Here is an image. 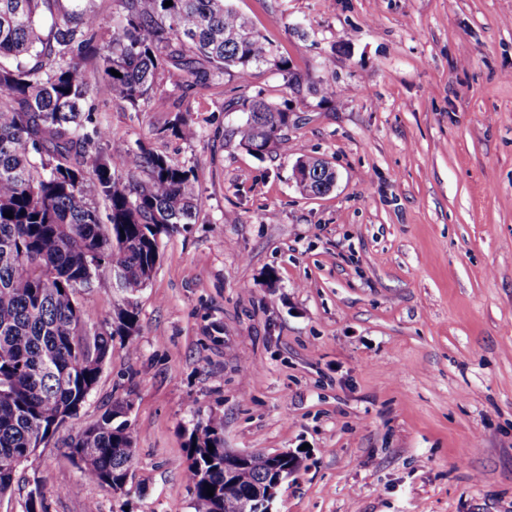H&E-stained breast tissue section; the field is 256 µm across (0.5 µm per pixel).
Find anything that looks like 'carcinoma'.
I'll return each instance as SVG.
<instances>
[{
	"mask_svg": "<svg viewBox=\"0 0 512 512\" xmlns=\"http://www.w3.org/2000/svg\"><path fill=\"white\" fill-rule=\"evenodd\" d=\"M58 2L0 0V499L20 470L15 459L27 464L87 402L113 338L137 348L133 302L124 299L101 322L81 289L112 278L125 293L146 287L160 236L195 223L200 207L193 168L112 144L96 117L86 61L97 60L112 100L132 112L161 96L160 75L170 67L188 75L177 85L183 100L224 75L246 85L261 66L293 91L303 77L231 0H115L119 27L106 46L83 0H70L43 33V14ZM231 103L248 113L232 132L239 146L288 153V109L260 92ZM189 115L178 112L167 131L187 136ZM127 409L113 404L69 445L83 478L111 492L125 491L134 475ZM271 470L266 454L254 453L238 491L262 486ZM184 477L195 512H224L222 425L194 424Z\"/></svg>",
	"mask_w": 512,
	"mask_h": 512,
	"instance_id": "cac0c4a2",
	"label": "carcinoma"
}]
</instances>
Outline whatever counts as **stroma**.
<instances>
[{"label":"stroma","instance_id":"obj_1","mask_svg":"<svg viewBox=\"0 0 512 512\" xmlns=\"http://www.w3.org/2000/svg\"><path fill=\"white\" fill-rule=\"evenodd\" d=\"M308 89L255 71L297 118L288 155L232 139L224 77L132 112L96 93L113 143L193 167L196 223L162 236L134 293L137 350L112 357L77 418L20 469L0 512L41 486L48 512H194L197 420L225 447L301 453L273 512H512V0H234ZM334 84L335 97L318 89ZM336 170L302 195L299 156ZM128 402L135 478L84 480L71 436Z\"/></svg>","mask_w":512,"mask_h":512}]
</instances>
